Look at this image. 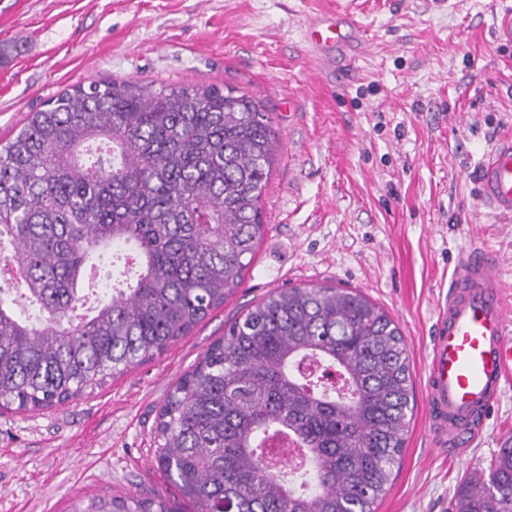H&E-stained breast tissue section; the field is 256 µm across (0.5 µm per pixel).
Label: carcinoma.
<instances>
[{
  "label": "carcinoma",
  "instance_id": "cac0c4a2",
  "mask_svg": "<svg viewBox=\"0 0 512 512\" xmlns=\"http://www.w3.org/2000/svg\"><path fill=\"white\" fill-rule=\"evenodd\" d=\"M279 148L251 96L102 80L65 89L0 143V407L51 408L189 335L242 284L264 236ZM100 277L92 314L75 315ZM36 303L18 318L3 295ZM397 323L358 291L279 288L168 391L156 457L196 512H376L413 414ZM306 464L274 467L282 449ZM455 512H512V448L455 491ZM71 512H172L79 498Z\"/></svg>",
  "mask_w": 512,
  "mask_h": 512
}]
</instances>
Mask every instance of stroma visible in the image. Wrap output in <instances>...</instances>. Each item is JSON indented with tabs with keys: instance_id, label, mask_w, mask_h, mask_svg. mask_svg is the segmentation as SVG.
<instances>
[{
	"instance_id": "stroma-1",
	"label": "stroma",
	"mask_w": 512,
	"mask_h": 512,
	"mask_svg": "<svg viewBox=\"0 0 512 512\" xmlns=\"http://www.w3.org/2000/svg\"><path fill=\"white\" fill-rule=\"evenodd\" d=\"M353 9L367 46L322 69L304 25ZM512 0H0V140L63 89L105 79L235 87L271 112L279 149L266 231L243 284L190 336L94 393L0 410V512H69L74 497H165L157 411L227 325L276 289L357 290L398 324L416 408L377 512H451L466 473L512 442V383L464 456L425 414L436 310L460 260L487 246L512 295V220L476 174L512 137Z\"/></svg>"
}]
</instances>
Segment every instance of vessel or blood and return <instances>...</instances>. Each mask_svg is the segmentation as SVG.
Returning <instances> with one entry per match:
<instances>
[{"instance_id":"obj_1","label":"vessel or blood","mask_w":512,"mask_h":512,"mask_svg":"<svg viewBox=\"0 0 512 512\" xmlns=\"http://www.w3.org/2000/svg\"><path fill=\"white\" fill-rule=\"evenodd\" d=\"M306 37L316 52L362 40L357 28L342 31L340 18L313 17ZM480 200L512 216V138L497 141L480 166ZM495 257L472 250L460 265L439 311L431 348L427 415L444 445L463 444L512 379V318Z\"/></svg>"}]
</instances>
